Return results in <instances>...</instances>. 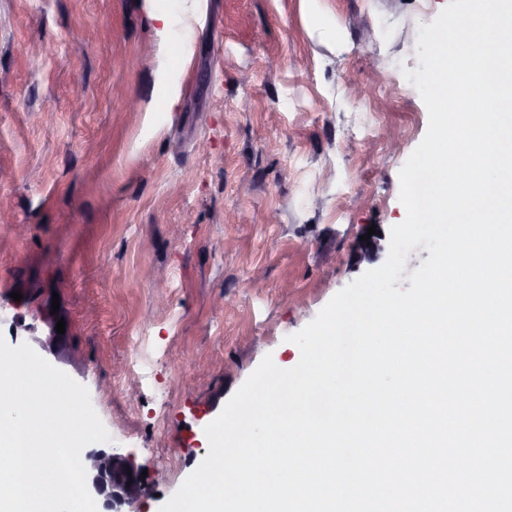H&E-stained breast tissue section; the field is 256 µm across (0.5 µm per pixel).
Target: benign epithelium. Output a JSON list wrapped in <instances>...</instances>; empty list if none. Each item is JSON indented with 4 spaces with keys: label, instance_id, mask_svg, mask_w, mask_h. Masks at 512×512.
I'll return each instance as SVG.
<instances>
[{
    "label": "benign epithelium",
    "instance_id": "7a95c632",
    "mask_svg": "<svg viewBox=\"0 0 512 512\" xmlns=\"http://www.w3.org/2000/svg\"><path fill=\"white\" fill-rule=\"evenodd\" d=\"M87 488L101 512H125L133 508L144 490L142 468L115 453L90 451L85 456Z\"/></svg>",
    "mask_w": 512,
    "mask_h": 512
}]
</instances>
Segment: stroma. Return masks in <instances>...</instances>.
<instances>
[{
	"instance_id": "stroma-1",
	"label": "stroma",
	"mask_w": 512,
	"mask_h": 512,
	"mask_svg": "<svg viewBox=\"0 0 512 512\" xmlns=\"http://www.w3.org/2000/svg\"><path fill=\"white\" fill-rule=\"evenodd\" d=\"M447 3L200 0L184 69L151 0H0V338L130 435L100 448L147 469L137 512L196 469L262 359L296 365L288 335L386 261L360 238L406 217L429 115L403 72Z\"/></svg>"
}]
</instances>
